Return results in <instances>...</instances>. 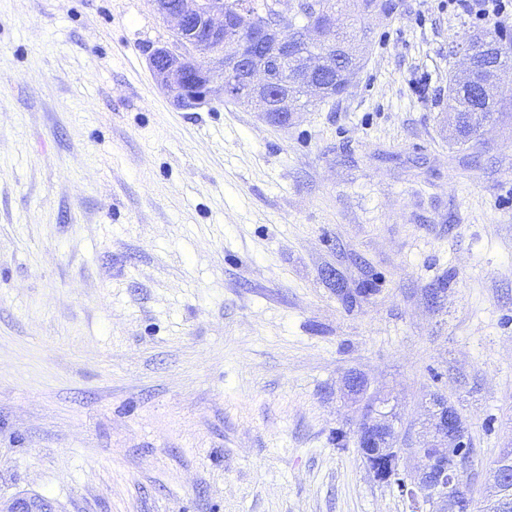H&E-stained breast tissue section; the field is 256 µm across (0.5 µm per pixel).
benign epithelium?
I'll return each mask as SVG.
<instances>
[{"label":"benign epithelium","instance_id":"obj_1","mask_svg":"<svg viewBox=\"0 0 512 512\" xmlns=\"http://www.w3.org/2000/svg\"><path fill=\"white\" fill-rule=\"evenodd\" d=\"M159 16L173 24L175 39L152 52L150 65L157 84L182 110L200 108L216 98L229 96L224 75L241 73L240 98L236 102L269 114L272 99L267 96L271 85L269 56L286 65L295 58L285 32L295 17L304 19L302 39L311 42L336 31V17L323 18L317 0H275L271 11L249 22L248 51H224V31L228 30V0H150ZM303 69L311 88L314 74L325 71L323 58H307ZM427 446L420 449L421 465L409 475L400 469V449L393 423L384 415L371 416L363 423L358 439L361 448L375 452L363 457L366 470L381 483L396 486L418 512H474V503L466 504L448 495V482L462 475L472 461L468 448V424L454 415L448 406L431 405L425 427ZM512 484L500 469L493 472V483L484 499L496 500ZM0 512H55L53 504L38 495H17L0 501Z\"/></svg>","mask_w":512,"mask_h":512}]
</instances>
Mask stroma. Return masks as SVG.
<instances>
[{
    "label": "stroma",
    "mask_w": 512,
    "mask_h": 512,
    "mask_svg": "<svg viewBox=\"0 0 512 512\" xmlns=\"http://www.w3.org/2000/svg\"><path fill=\"white\" fill-rule=\"evenodd\" d=\"M396 3L283 121L176 108L148 0H0V499L409 512L358 430L386 402L412 470L436 393L482 497L512 448V113L451 142L484 27Z\"/></svg>",
    "instance_id": "obj_1"
}]
</instances>
